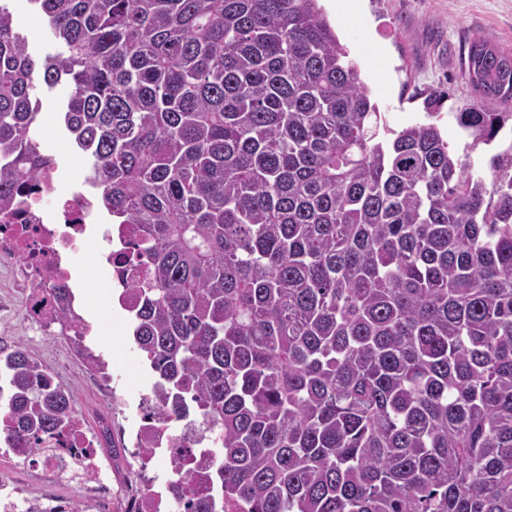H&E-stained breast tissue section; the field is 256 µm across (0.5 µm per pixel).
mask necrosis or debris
Masks as SVG:
<instances>
[{"mask_svg": "<svg viewBox=\"0 0 512 512\" xmlns=\"http://www.w3.org/2000/svg\"><path fill=\"white\" fill-rule=\"evenodd\" d=\"M59 162L51 160L39 172L33 192L23 195L11 210H0V269L10 272L24 290L27 315L46 336L57 333L61 310L78 312L72 257L89 241L110 244L102 268L117 303L132 312L139 303L136 285L145 281L142 265L126 259L137 239L132 224L101 227L100 216L82 191L66 188L58 176ZM157 390L146 394L143 413L132 425L126 462L101 457L103 429L111 428V415H103L97 428H89L83 414H75L62 439H44L36 454L5 447L14 457L11 474L0 476V512H175L178 498L166 471L146 475L144 463L194 454L201 444L184 422L169 418L158 408ZM45 490L33 493L35 484ZM80 491V501L63 495V488Z\"/></svg>", "mask_w": 512, "mask_h": 512, "instance_id": "necrosis-or-debris-1", "label": "necrosis or debris"}]
</instances>
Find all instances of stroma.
<instances>
[{
  "instance_id": "obj_1",
  "label": "stroma",
  "mask_w": 512,
  "mask_h": 512,
  "mask_svg": "<svg viewBox=\"0 0 512 512\" xmlns=\"http://www.w3.org/2000/svg\"><path fill=\"white\" fill-rule=\"evenodd\" d=\"M359 20L327 11L332 28L349 50L389 129L401 130L418 122L434 121L458 153H469L475 170L487 168L492 152L512 148V132L503 131L493 146L468 150L467 135L458 127L455 114L476 98L463 76L464 60L471 39L482 37L512 52V0H363ZM20 34L37 55L53 49L45 20L28 0H13ZM441 94L440 104L427 111L432 94ZM64 104L60 90H42L38 95V128L52 127L53 134L40 137L44 152L63 160L60 176L70 188H87V161L58 114ZM107 278L96 272L84 281V318L92 333L86 342L107 344L112 372L117 379L120 418H132L142 394L148 393L155 376L136 349L130 319L117 305L106 302ZM0 336L33 351L62 385L76 389L78 409L101 407L96 390L85 384L78 354L59 336L38 333L24 315L21 289L0 270Z\"/></svg>"
}]
</instances>
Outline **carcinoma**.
Returning a JSON list of instances; mask_svg holds the SVG:
<instances>
[{"mask_svg": "<svg viewBox=\"0 0 512 512\" xmlns=\"http://www.w3.org/2000/svg\"><path fill=\"white\" fill-rule=\"evenodd\" d=\"M34 55L0 3V209L45 152L36 91L151 282L132 337L168 413L202 411L239 512H512V148L472 170L435 123L387 139L318 0H28ZM495 142L512 53L473 40ZM76 390L0 340V412L60 433ZM182 512H217L173 460ZM11 3L18 31L29 49L36 55L51 51L54 44L45 20L32 9L27 0H14Z\"/></svg>", "mask_w": 512, "mask_h": 512, "instance_id": "1", "label": "carcinoma"}]
</instances>
